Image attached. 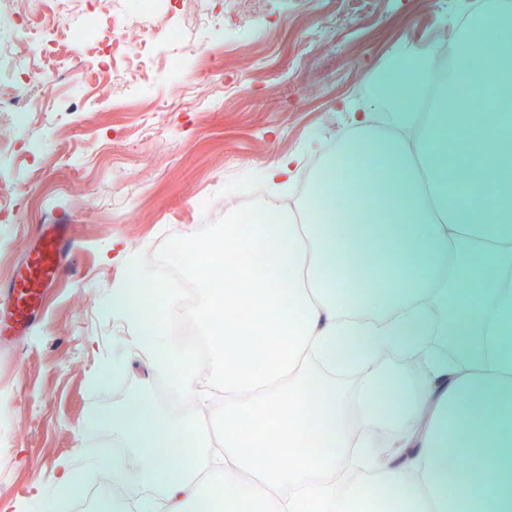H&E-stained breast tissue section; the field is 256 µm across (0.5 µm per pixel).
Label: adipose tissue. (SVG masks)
Here are the masks:
<instances>
[{"label":"adipose tissue","mask_w":512,"mask_h":512,"mask_svg":"<svg viewBox=\"0 0 512 512\" xmlns=\"http://www.w3.org/2000/svg\"><path fill=\"white\" fill-rule=\"evenodd\" d=\"M476 42L466 68L440 67L433 45L400 51L408 91L378 86L353 113L297 214L270 201L198 246L224 426L142 393L102 412L124 452L98 467L135 465L161 492L136 512H298L329 496L362 512L379 488L398 512H512V85L498 80L512 69V0H483L460 22L457 51ZM465 88L483 97L493 152L468 133ZM367 252L381 277L356 276ZM381 353L402 373L380 376ZM186 439V465L171 467ZM458 453L466 471L448 467Z\"/></svg>","instance_id":"obj_1"}]
</instances>
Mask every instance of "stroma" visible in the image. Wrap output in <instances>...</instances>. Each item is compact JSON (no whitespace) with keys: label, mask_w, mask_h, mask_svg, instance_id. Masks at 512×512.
Masks as SVG:
<instances>
[{"label":"stroma","mask_w":512,"mask_h":512,"mask_svg":"<svg viewBox=\"0 0 512 512\" xmlns=\"http://www.w3.org/2000/svg\"><path fill=\"white\" fill-rule=\"evenodd\" d=\"M474 0H205L224 36L194 45L158 37L156 61L208 52L199 76L215 100L195 103L192 81L167 77L130 87L98 69V45L60 55L52 91L32 89L42 110L27 126L0 124L11 149L0 158V512H58V466L86 471L89 484L112 473L92 466L101 439L94 415L135 388H167L134 357V332L112 305L127 276L125 255L156 250L204 218L195 198L224 213V192L299 199L310 160L367 107L373 75L398 50L453 34ZM317 95H309L310 87ZM292 156L288 185L259 179ZM76 240L36 321L13 328L11 281L50 225Z\"/></svg>","instance_id":"35a3bbf8"}]
</instances>
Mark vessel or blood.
I'll list each match as a JSON object with an SVG mask.
<instances>
[{
  "label": "vessel or blood",
  "instance_id": "vessel-or-blood-1",
  "mask_svg": "<svg viewBox=\"0 0 512 512\" xmlns=\"http://www.w3.org/2000/svg\"><path fill=\"white\" fill-rule=\"evenodd\" d=\"M69 240V226H54L31 263L15 279L12 316L16 323H23L25 318L34 312L40 290L48 286L56 276L62 253Z\"/></svg>",
  "mask_w": 512,
  "mask_h": 512
}]
</instances>
